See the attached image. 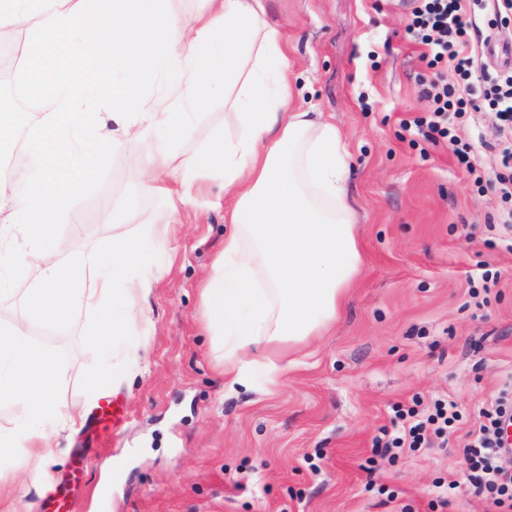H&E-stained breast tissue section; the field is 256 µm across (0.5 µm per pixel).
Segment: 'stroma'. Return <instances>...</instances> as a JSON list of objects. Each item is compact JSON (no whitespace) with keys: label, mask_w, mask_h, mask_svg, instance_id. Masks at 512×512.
Wrapping results in <instances>:
<instances>
[{"label":"stroma","mask_w":512,"mask_h":512,"mask_svg":"<svg viewBox=\"0 0 512 512\" xmlns=\"http://www.w3.org/2000/svg\"><path fill=\"white\" fill-rule=\"evenodd\" d=\"M415 0H266L288 44L295 106L334 122L350 164L360 225L361 270L335 324L300 346L297 363L268 380L228 388L207 330L200 288L224 247L223 184L214 178L172 225L163 275L142 307L137 352L105 354L80 326H35L33 339L65 372L60 400L84 407L83 373L111 369L126 416L112 450H94L74 512H500L467 479L466 434L512 379V228L500 224L495 144L499 120L484 108L452 119L454 139L432 143L413 129L430 109L421 95L429 71L405 28ZM474 74L501 65L487 43L512 54V18L470 33ZM224 130V92L210 96L187 155ZM471 143L480 176L457 163V141ZM150 140L110 155L103 179L115 206H133L122 230L136 235L168 220L165 201L136 192ZM104 206L92 190L76 208L79 235L70 256L105 249ZM438 399L461 419L429 447L377 448L395 431L392 408L427 414ZM124 474L109 484L112 456ZM15 462L17 478L0 493V512H38L40 493ZM447 506H440V499Z\"/></svg>","instance_id":"1"}]
</instances>
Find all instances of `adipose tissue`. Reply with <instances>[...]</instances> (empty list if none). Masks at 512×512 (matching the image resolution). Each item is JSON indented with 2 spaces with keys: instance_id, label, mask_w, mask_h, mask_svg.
I'll return each instance as SVG.
<instances>
[{
  "instance_id": "obj_1",
  "label": "adipose tissue",
  "mask_w": 512,
  "mask_h": 512,
  "mask_svg": "<svg viewBox=\"0 0 512 512\" xmlns=\"http://www.w3.org/2000/svg\"><path fill=\"white\" fill-rule=\"evenodd\" d=\"M1 32L23 34L27 80L56 104L37 123L18 114L39 165L0 177V286L19 269L36 272L21 317L0 331V403L24 405L16 428L0 432V489L15 477L5 459L21 449L37 454L28 478L41 486L53 428L79 416L60 403L65 375L33 326L82 323L107 351L131 344L145 318L162 235L115 233L106 252L71 260L55 234L79 223L87 189L110 196L102 163L124 142L157 144L140 189L165 194L170 212L223 176L224 249L201 298L229 385L287 369L289 348L335 322L362 265L339 132L291 107L287 45L264 0H206L189 22L174 0H0ZM219 81L237 90L223 135L172 164Z\"/></svg>"
}]
</instances>
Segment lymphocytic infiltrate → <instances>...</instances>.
I'll return each mask as SVG.
<instances>
[{
  "label": "lymphocytic infiltrate",
  "instance_id": "1",
  "mask_svg": "<svg viewBox=\"0 0 512 512\" xmlns=\"http://www.w3.org/2000/svg\"><path fill=\"white\" fill-rule=\"evenodd\" d=\"M485 10V0H419L406 26L408 39L422 46L423 59L436 68L424 85V93L431 102L430 114L415 122L417 130L430 141L450 136L449 114L462 116L483 105L496 112L501 121L512 125V73L504 72L486 84L471 79L474 60L467 50L466 35L469 30L478 29ZM448 66L458 75L457 84H448L443 74ZM506 417L505 411L496 410L489 424L480 425L465 447L472 461L471 485L478 490L496 492L495 504L499 507L512 502V476L500 465L504 454L501 433ZM457 418L454 403L438 402L426 420L402 426L388 436L385 445L418 447L427 426H434L440 433Z\"/></svg>",
  "mask_w": 512,
  "mask_h": 512
}]
</instances>
